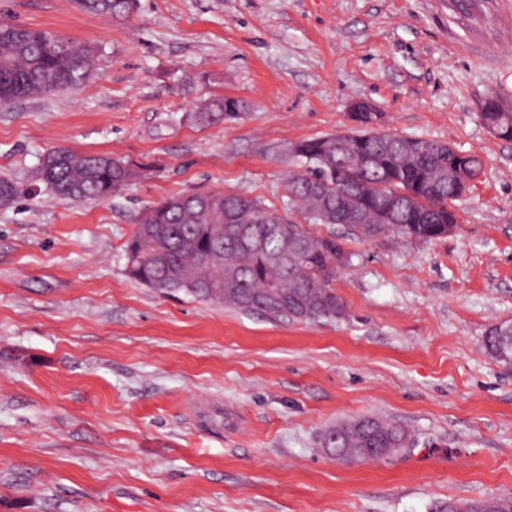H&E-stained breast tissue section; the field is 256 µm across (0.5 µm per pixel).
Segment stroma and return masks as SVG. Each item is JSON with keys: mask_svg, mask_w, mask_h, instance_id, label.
Returning a JSON list of instances; mask_svg holds the SVG:
<instances>
[{"mask_svg": "<svg viewBox=\"0 0 512 512\" xmlns=\"http://www.w3.org/2000/svg\"><path fill=\"white\" fill-rule=\"evenodd\" d=\"M140 0L125 21L70 0H0V20L95 51L79 88L0 104V178L49 151L141 165L118 197L41 190L0 208V512H440L512 497V366L482 346L512 323V0ZM243 99L209 127L208 99ZM383 130L478 155L452 233L346 237L337 322H272L125 273L145 207L188 190L281 205L287 144ZM380 415L410 452L348 465L325 429ZM484 112H480L483 124L502 139L512 140V112H504L496 96L487 97Z\"/></svg>", "mask_w": 512, "mask_h": 512, "instance_id": "35a3bbf8", "label": "stroma"}]
</instances>
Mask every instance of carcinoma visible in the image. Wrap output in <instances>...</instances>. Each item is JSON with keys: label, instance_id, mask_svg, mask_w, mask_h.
<instances>
[{"label": "carcinoma", "instance_id": "cac0c4a2", "mask_svg": "<svg viewBox=\"0 0 512 512\" xmlns=\"http://www.w3.org/2000/svg\"><path fill=\"white\" fill-rule=\"evenodd\" d=\"M81 12L116 20L131 17L139 0H72ZM94 51L80 42L22 23L0 24V102L40 97L84 82ZM236 98L218 97L193 115L207 126L239 117ZM483 124L512 140V112L487 97ZM294 166L285 183L283 207L304 223L282 220L276 208L246 193L188 192L145 208L126 249V272L146 288L184 293L271 320L341 321L348 308L336 293V277L353 266L355 253L333 233L313 229L340 224L367 241L397 230L428 243L449 234L448 210L463 191L456 174L460 153L447 144L369 128L301 140L285 149ZM140 171L104 154L48 153L36 180L53 195L73 201L119 193ZM32 189L0 179V207L11 206ZM511 323L492 325L483 345L499 362L512 363L503 349ZM405 429L379 416L359 417L328 429L321 445L335 448L350 464L378 461L369 448H385ZM467 512H512V499H477Z\"/></svg>", "mask_w": 512, "mask_h": 512}]
</instances>
